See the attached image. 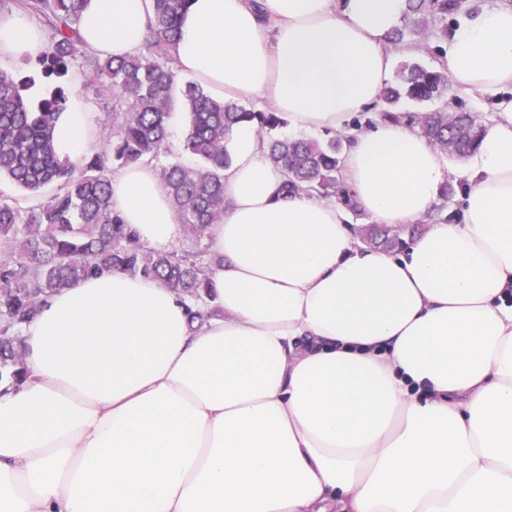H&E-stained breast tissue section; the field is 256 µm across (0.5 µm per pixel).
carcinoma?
<instances>
[{"label": "carcinoma", "instance_id": "obj_1", "mask_svg": "<svg viewBox=\"0 0 512 512\" xmlns=\"http://www.w3.org/2000/svg\"><path fill=\"white\" fill-rule=\"evenodd\" d=\"M187 0H153L143 48L124 58H101L88 52L80 35L86 0H0V17L20 12L48 36L39 55L42 77L57 86L50 97L32 105L26 91L34 78L0 70V177H7L34 204L20 208L0 199V378H23L21 328L55 293L93 275L122 271L157 280L192 299L207 287L213 261L185 254L154 252L128 231L111 204L114 166L127 167L168 153L167 125L175 106L186 115L184 150L193 166L164 165L160 180L173 209L192 238L201 237L224 217V168L230 157L224 145L236 125L249 123L265 142L271 164L283 169L287 190L304 186L317 197L341 195V155L345 141L325 142L273 134L286 120L277 112L252 110L214 97L194 80L177 77L173 47ZM410 26L397 29L390 43L404 45L407 33L431 27L448 40V14L459 0H408ZM83 61L87 88L112 94V127L101 143L79 162L61 158L54 146L56 121L68 107L65 85L72 67ZM447 73L433 65L405 63L380 99L394 109L401 101L434 103L445 98ZM408 124L443 154L464 158L478 144L482 124L470 112L448 109L408 116ZM415 228L395 238L377 225L362 231L367 242L399 251Z\"/></svg>", "mask_w": 512, "mask_h": 512}]
</instances>
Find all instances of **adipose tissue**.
<instances>
[{"label":"adipose tissue","mask_w":512,"mask_h":512,"mask_svg":"<svg viewBox=\"0 0 512 512\" xmlns=\"http://www.w3.org/2000/svg\"><path fill=\"white\" fill-rule=\"evenodd\" d=\"M189 0L179 73L347 135L345 187L371 223L415 224L440 151L387 120L389 35L407 0ZM150 0H88L101 57L144 40ZM441 64L495 110L469 155L461 216L399 252L364 246L344 206L284 193L253 127L228 134L226 208L201 299L119 271L53 295L24 325L23 383L0 384V512H512V5L453 29ZM46 35L0 19V69ZM95 142L73 100L61 157ZM136 238L181 225L153 162L111 180Z\"/></svg>","instance_id":"adipose-tissue-1"}]
</instances>
